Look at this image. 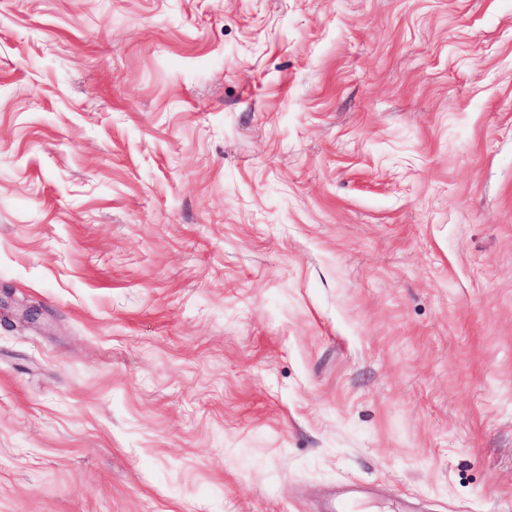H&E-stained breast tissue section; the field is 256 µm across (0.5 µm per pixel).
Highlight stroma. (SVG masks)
Wrapping results in <instances>:
<instances>
[{
    "label": "stroma",
    "instance_id": "stroma-1",
    "mask_svg": "<svg viewBox=\"0 0 512 512\" xmlns=\"http://www.w3.org/2000/svg\"><path fill=\"white\" fill-rule=\"evenodd\" d=\"M512 512V0H0V512Z\"/></svg>",
    "mask_w": 512,
    "mask_h": 512
}]
</instances>
